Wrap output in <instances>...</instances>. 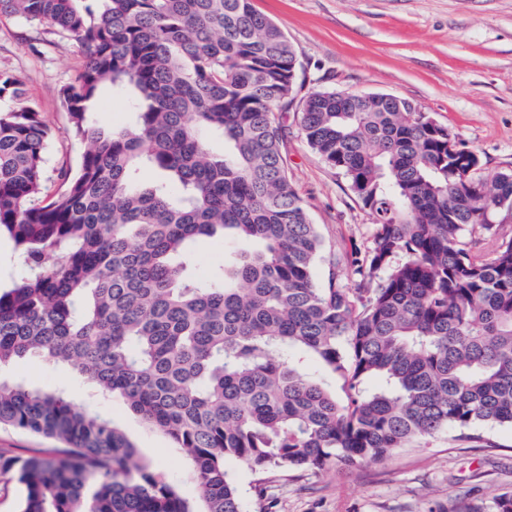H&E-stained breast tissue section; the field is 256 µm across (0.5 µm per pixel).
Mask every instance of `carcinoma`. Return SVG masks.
<instances>
[{
	"label": "carcinoma",
	"instance_id": "carcinoma-1",
	"mask_svg": "<svg viewBox=\"0 0 512 512\" xmlns=\"http://www.w3.org/2000/svg\"><path fill=\"white\" fill-rule=\"evenodd\" d=\"M3 14L80 43L61 101L86 148L42 203L51 132L0 75V100L14 102L0 110V236L28 268L0 290V366L38 355L121 398L192 463L199 498L158 480L65 392L0 376V426L62 444L52 458L0 453L22 512H241L229 460L314 470L445 430L471 441L512 428V232L497 221L512 169L484 179L479 156L407 99L310 93L307 144L373 217L322 286L324 241L288 180L276 118L301 62L252 0H0ZM106 88L128 100L131 126L91 125ZM200 237L250 249L201 283L177 261Z\"/></svg>",
	"mask_w": 512,
	"mask_h": 512
}]
</instances>
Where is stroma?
<instances>
[{"label": "stroma", "mask_w": 512, "mask_h": 512, "mask_svg": "<svg viewBox=\"0 0 512 512\" xmlns=\"http://www.w3.org/2000/svg\"><path fill=\"white\" fill-rule=\"evenodd\" d=\"M277 22L303 62V93L336 89L389 93L412 100L475 151L490 175L512 168V0H252ZM83 65L77 40L0 15V73L21 81L26 102L51 130L44 198L63 189L61 171L77 172L84 145L70 131L60 103L63 86ZM286 128L289 181L322 234L317 268L327 283L352 243H365L372 224L347 179L306 143L295 112ZM230 239L204 238L190 249L187 270L210 280L224 258L241 250ZM0 374L46 392L65 391L90 404L139 448L157 476L197 499L195 472L180 449L118 398L96 394L68 369L26 355ZM243 512H488L493 494L512 490V430L483 429L460 447L444 431L399 448L379 462L332 464L317 471L274 469L257 474L230 461Z\"/></svg>", "instance_id": "stroma-1"}]
</instances>
